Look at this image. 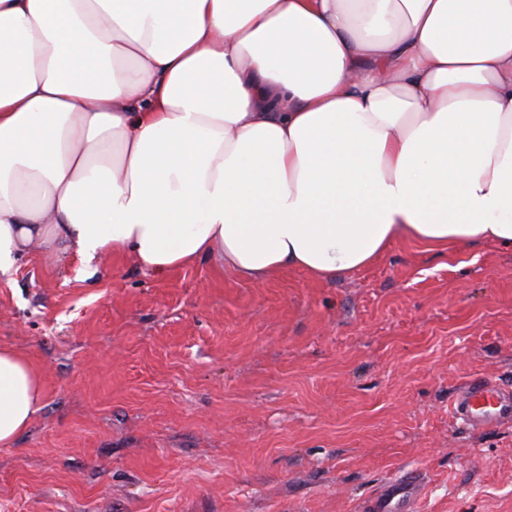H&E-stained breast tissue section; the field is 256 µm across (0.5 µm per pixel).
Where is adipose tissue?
Segmentation results:
<instances>
[{
	"instance_id": "1",
	"label": "adipose tissue",
	"mask_w": 512,
	"mask_h": 512,
	"mask_svg": "<svg viewBox=\"0 0 512 512\" xmlns=\"http://www.w3.org/2000/svg\"><path fill=\"white\" fill-rule=\"evenodd\" d=\"M401 238L512 251V0H0V275L325 281ZM41 401L0 349V446Z\"/></svg>"
}]
</instances>
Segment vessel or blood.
Returning <instances> with one entry per match:
<instances>
[{
	"label": "vessel or blood",
	"instance_id": "vessel-or-blood-1",
	"mask_svg": "<svg viewBox=\"0 0 512 512\" xmlns=\"http://www.w3.org/2000/svg\"><path fill=\"white\" fill-rule=\"evenodd\" d=\"M453 419L471 431L512 421V387L486 378L469 380L456 393L450 408ZM419 474L404 473L399 481L383 486L371 499L369 512H415Z\"/></svg>",
	"mask_w": 512,
	"mask_h": 512
}]
</instances>
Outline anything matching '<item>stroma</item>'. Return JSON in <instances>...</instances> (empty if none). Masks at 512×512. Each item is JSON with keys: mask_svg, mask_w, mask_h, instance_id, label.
<instances>
[{"mask_svg": "<svg viewBox=\"0 0 512 512\" xmlns=\"http://www.w3.org/2000/svg\"><path fill=\"white\" fill-rule=\"evenodd\" d=\"M0 347L43 392L0 446V512H357L408 471L418 512H512V423L448 411L469 378L512 386V252L489 243L261 283L35 245L0 276Z\"/></svg>", "mask_w": 512, "mask_h": 512, "instance_id": "35a3bbf8", "label": "stroma"}]
</instances>
